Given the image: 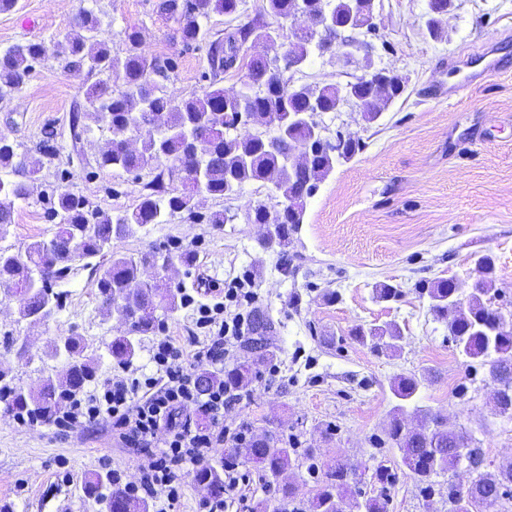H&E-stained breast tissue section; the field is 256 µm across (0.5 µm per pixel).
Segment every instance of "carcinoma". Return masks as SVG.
I'll return each mask as SVG.
<instances>
[{"label": "carcinoma", "mask_w": 512, "mask_h": 512, "mask_svg": "<svg viewBox=\"0 0 512 512\" xmlns=\"http://www.w3.org/2000/svg\"><path fill=\"white\" fill-rule=\"evenodd\" d=\"M452 0H434L426 14L428 34H440L437 14L445 12ZM246 0H158L156 8L175 24L180 52L147 57L139 51L142 30L130 27L124 31L125 55L112 57L106 29L96 10L84 7L76 15L70 32L57 51L62 71L86 77L84 101L71 116V150L69 161L86 168H120L140 177L154 173L143 184L139 204L114 213L92 206L84 196L68 189L56 188L49 201L50 217L58 224L48 239L36 240L15 251L0 247V288L18 296L19 321L29 323L51 319L60 309L67 292L56 289L77 270V263L102 257L96 281L101 310L112 311L115 303L123 306L128 334L118 336L107 346L110 360L125 365L136 355L134 337L156 333L164 319L185 305L186 293L159 277L148 281L144 271L166 258L184 266L192 264L193 255L183 251L178 256H165L146 251L137 256L112 249V240L132 237L149 224H162L177 214L194 216L197 204L187 190L195 174L202 172L205 195L225 198L239 193L244 186L260 183L268 190L267 200L250 205L246 219L264 224L268 233L262 238L267 248L285 253L304 224L307 204L337 166L350 162L365 147L361 138L339 134L331 141L321 138L307 119L310 103L316 102L321 112H339L355 104L367 123L379 119L393 101L404 96L407 78L395 70L378 68L372 53L366 51L355 65L362 75L341 83H308L294 80L292 66L302 69L321 55L310 25L296 29L287 42L286 55L279 59L252 56L243 60L242 45L250 39H266L271 32L284 31L292 17L305 16L312 23L327 15L345 29L366 28L370 36L380 37L379 30L369 24L376 14V0H261V10L248 17ZM247 21L231 31H216L211 26L213 15ZM207 49L208 69L202 72L207 82L202 93L187 98H174L163 90L178 67L180 54ZM49 52L44 41L17 42L0 46V100L22 92L34 63ZM246 69L243 89L254 95V116L265 113L279 115L284 129L269 138H261L242 127L241 113L228 106L224 88L219 86L223 74L236 68ZM119 86L112 87V78ZM89 118L103 124L109 133L98 155L90 159L81 150L83 136L91 127ZM41 163L18 152L17 144L0 134V239L7 236L13 223L17 202L28 199L25 180H31ZM494 282V264L485 257L477 264L471 291L466 300L448 306V291L454 280L442 278L419 288L420 297L448 326L459 353L480 359L488 366V374L500 396V414L512 418V326L504 325L499 309L483 302ZM254 337L248 345L254 353L249 363L234 366L224 373L206 369L197 373L201 391L209 389L215 379L236 391L249 388L256 366L270 359L268 336L276 330L274 320L262 309L253 310ZM352 336L377 353L397 350L403 340L395 324L358 326ZM97 343L82 336H66L51 341L45 356L65 358L67 368L56 377L44 380L36 391L17 386L14 377L0 369V402L6 410L24 412L42 423L51 421L60 393L79 392L91 382L102 362ZM415 376L401 377L394 383V394L408 399L419 389ZM386 442L402 452L404 465L410 471L420 493L434 494L436 478L444 472L466 465L477 476L467 487L448 482V512H476L490 509L512 497V464L496 474L478 472L483 462L482 450L470 446L471 438L462 430L448 427L438 415L427 414L423 426L408 428L403 414L393 415ZM242 456L262 473L278 478L303 456L299 448L267 431L242 448L230 450ZM224 467L207 466L195 472L194 481L213 498L224 496ZM351 468L338 463L316 482L305 500L295 496L294 488L282 485L283 501L289 512H346L345 492L349 487ZM377 487L363 498L364 512H388V486L395 474L382 463L374 472ZM110 512H146V506L113 489L109 493Z\"/></svg>", "instance_id": "1"}]
</instances>
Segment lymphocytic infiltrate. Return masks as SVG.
<instances>
[{"mask_svg":"<svg viewBox=\"0 0 512 512\" xmlns=\"http://www.w3.org/2000/svg\"><path fill=\"white\" fill-rule=\"evenodd\" d=\"M240 298L249 302L254 294L246 280L236 279L225 291L223 302L197 308L196 323L208 331L204 344L189 350L170 338L157 339L150 372L139 373L127 366L122 375L104 380L99 391L59 397L62 410L52 421L58 433L106 420L122 442L140 450L138 482L123 481L116 470L112 483L123 486L131 497L152 500L157 512H173L180 499L182 475L206 466L213 448L240 447L252 437L248 424L224 422L226 413L247 401V394L220 384L200 392L195 372L199 365L222 367L231 347L244 341L249 318L228 308ZM186 408L206 415L208 426L182 417Z\"/></svg>","mask_w":512,"mask_h":512,"instance_id":"f902f5d3","label":"lymphocytic infiltrate"}]
</instances>
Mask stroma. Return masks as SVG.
Returning <instances> with one entry per match:
<instances>
[{"label":"stroma","instance_id":"1","mask_svg":"<svg viewBox=\"0 0 512 512\" xmlns=\"http://www.w3.org/2000/svg\"><path fill=\"white\" fill-rule=\"evenodd\" d=\"M156 0H17L0 12V45L25 39L58 41L70 31L82 6L91 4L111 20L113 55L125 49L124 30L144 29L141 51L162 56L177 50L175 25L157 12ZM377 24L388 49H375L376 66L394 68L408 78L405 95L373 124L351 109L324 113L328 132L342 131L366 143L362 153L338 166L307 205L287 256L263 248L260 225L244 218L262 199L256 184L229 199L204 198L200 220L180 216L151 224L113 247L136 254L192 251V266L170 268L172 283L182 284L196 304L224 298L232 279L251 276L258 307L277 323L271 339L273 359L260 365L250 386L252 398L226 416L247 422L253 434L268 430L295 436L311 449L320 468L344 461L354 475L347 512H357L359 492H370L373 471L385 461L397 476L390 489L389 512H448V483L468 485L471 471L439 476L431 499L422 498L398 449L380 446L398 400L396 378L416 376L419 389L404 416L420 423L436 413L462 428L483 451V469L497 472L512 448V420L497 414L494 385L479 360L458 352L448 328L420 298L417 288L440 278L470 286L481 256L494 260L495 306L512 311V0H452L442 32L432 38L424 21L428 0H378ZM35 28L23 27L24 19ZM486 49L503 59L507 72L488 74L480 85H463L468 53ZM207 65L204 52L181 54L179 67L164 89L183 98L200 91ZM82 78L62 73L54 57L33 71L23 91L0 102V133L30 156L40 157L46 132H54L56 156L45 160L29 184V199L18 202L14 222L0 245L21 248L51 237L47 196L69 184L102 209H126L138 202L150 174L68 165L69 117L82 100ZM460 84L454 97L430 98L423 88ZM224 209L234 222L208 224L204 215ZM400 289L397 300L377 301V285ZM62 310L49 322L19 321L18 303L0 290V367L24 389L38 388L43 377L62 373L64 359L45 357L47 344L60 336H84L98 343L122 335L119 312L103 315L96 276L84 268L68 287ZM336 301H324L326 292ZM393 323L404 339L396 352L376 355L351 336L360 325ZM24 340L28 353L18 358L4 337ZM141 457L122 443L111 424L96 432L74 429L58 435L47 423L22 426L0 410V512H108L90 490L91 481L119 469L125 481L139 477ZM249 483L247 501L230 512H277L278 488L290 482L307 497L313 481L306 465L287 471L283 481L262 478L254 464L234 460Z\"/></svg>","mask_w":512,"mask_h":512}]
</instances>
